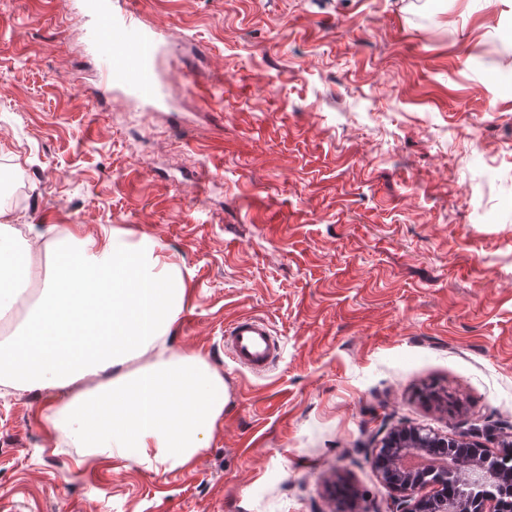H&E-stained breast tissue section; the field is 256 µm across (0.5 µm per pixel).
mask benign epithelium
<instances>
[{"mask_svg":"<svg viewBox=\"0 0 512 512\" xmlns=\"http://www.w3.org/2000/svg\"><path fill=\"white\" fill-rule=\"evenodd\" d=\"M502 447L506 453L493 456L467 434L448 436L413 427L383 437L374 448L373 462L383 482L400 493L399 512H512V439L503 441ZM442 448H476L478 452L456 484L457 492L450 495L439 489L431 496L427 489L455 478V467L424 473L407 468L404 459Z\"/></svg>","mask_w":512,"mask_h":512,"instance_id":"benign-epithelium-1","label":"benign epithelium"}]
</instances>
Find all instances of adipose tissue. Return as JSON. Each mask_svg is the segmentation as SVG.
I'll return each mask as SVG.
<instances>
[{"mask_svg": "<svg viewBox=\"0 0 512 512\" xmlns=\"http://www.w3.org/2000/svg\"><path fill=\"white\" fill-rule=\"evenodd\" d=\"M39 246L42 264L32 258ZM15 273L39 292L0 343V385L53 389L44 421L56 439L154 474L206 448L224 380L169 344L186 280L158 243L112 226L84 234L51 225L25 238L0 224V318L24 302Z\"/></svg>", "mask_w": 512, "mask_h": 512, "instance_id": "adipose-tissue-1", "label": "adipose tissue"}]
</instances>
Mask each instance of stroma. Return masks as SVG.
Listing matches in <instances>:
<instances>
[{"label": "stroma", "mask_w": 512, "mask_h": 512, "mask_svg": "<svg viewBox=\"0 0 512 512\" xmlns=\"http://www.w3.org/2000/svg\"><path fill=\"white\" fill-rule=\"evenodd\" d=\"M183 89L103 94L80 0H0V221L156 240L188 296L170 336L224 379L188 467L58 446L44 390L0 386V512H390L395 427L512 434V0H133ZM480 129V141L462 138ZM256 314L281 354L224 353ZM224 350L239 368L261 376L271 369L281 347L266 319L246 315L225 327Z\"/></svg>", "instance_id": "35a3bbf8"}]
</instances>
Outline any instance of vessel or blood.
I'll return each mask as SVG.
<instances>
[{
	"label": "vessel or blood",
	"mask_w": 512,
	"mask_h": 512,
	"mask_svg": "<svg viewBox=\"0 0 512 512\" xmlns=\"http://www.w3.org/2000/svg\"><path fill=\"white\" fill-rule=\"evenodd\" d=\"M83 6L92 15L89 44L106 86L142 104L164 101L172 82L157 65L165 49L159 29L142 26L125 2L117 7L112 0H84ZM224 350L239 368L261 376L271 369L281 347L266 319L246 315L225 327Z\"/></svg>",
	"instance_id": "b4317fda"
}]
</instances>
